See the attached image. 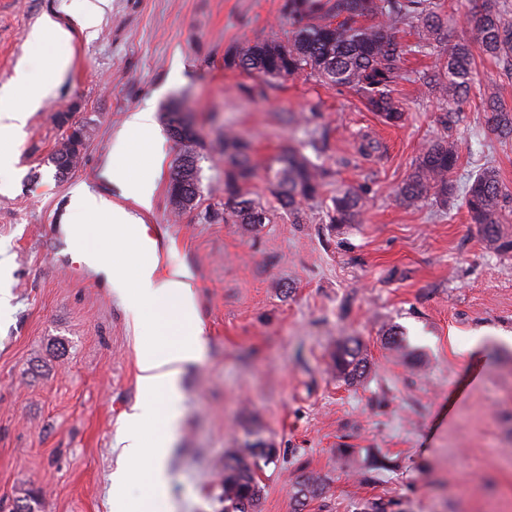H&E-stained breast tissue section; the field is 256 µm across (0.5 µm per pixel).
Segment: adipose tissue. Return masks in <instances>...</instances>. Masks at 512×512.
Returning a JSON list of instances; mask_svg holds the SVG:
<instances>
[{
    "label": "adipose tissue",
    "instance_id": "ef3b65f1",
    "mask_svg": "<svg viewBox=\"0 0 512 512\" xmlns=\"http://www.w3.org/2000/svg\"><path fill=\"white\" fill-rule=\"evenodd\" d=\"M66 13L76 19V26H69L57 18L46 16L27 34L29 45L41 47L51 43L57 46L70 44L76 29L91 30L96 27L100 8L93 0H71ZM70 65L69 57L57 55L47 60L45 77H34L26 62H19L10 80V86L0 92V142L18 141L28 119L36 112L44 99L52 95ZM25 90L22 100H14L13 88ZM156 122L152 111L133 113L127 121V129L114 144L113 153L123 156L137 153L146 169L138 176L127 177L120 166H113L112 179L121 184L126 196L140 206L150 204L153 176L149 171L154 163ZM73 218L94 214L98 223L93 228L95 237L111 238L113 245L131 247L138 255L134 280H127L117 273L112 261L97 247L87 248L84 258L102 273L112 292L124 304L133 322L153 318L159 336L181 332L183 338L170 346L166 356H159L156 344L140 346L137 351L139 368L138 384L141 398L123 420L122 462L112 472L113 512H152V494L163 491L166 483L165 461L171 451L175 416L159 420L157 401L161 396L175 395L178 391V375L181 365L199 359L206 338L194 292L188 282L187 270L178 268L161 277L157 274L155 260L156 242L147 234L142 218L109 198L86 190L75 192L71 198ZM162 421L159 434L152 441H145L142 432L152 422ZM148 463L150 467L151 495L137 500L123 495L134 466Z\"/></svg>",
    "mask_w": 512,
    "mask_h": 512
}]
</instances>
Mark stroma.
<instances>
[{
    "mask_svg": "<svg viewBox=\"0 0 512 512\" xmlns=\"http://www.w3.org/2000/svg\"><path fill=\"white\" fill-rule=\"evenodd\" d=\"M66 0H0V88L19 61L41 74L46 48L26 36L43 16L65 19ZM286 0H109L98 33L77 32L72 64L29 119L0 172V242L8 246V314L0 317V504L41 491L40 512H112L110 475L121 420L139 400L137 348L153 320L133 323L101 273L84 265L75 191L137 208L106 171L130 113L160 123L151 207L158 274L184 267L206 345L183 364L174 452L157 512H224V456L245 441L276 450L264 466L260 512H294L305 472L325 482L303 512H512V254L488 249L465 206L471 172L495 163L512 190V140L487 128L478 94L460 108V163L447 205L404 204L397 189L444 130L447 107L410 81L394 91L404 112L384 124L353 90L295 77L254 92V75L227 59L271 36L290 37ZM178 105L216 142L230 132L268 162L283 145L323 135L324 188L350 186L367 205L359 224L274 217L260 234L210 223L224 202V156L201 159L197 206L173 214L171 165L180 151L161 120ZM87 125L78 167L58 179L47 162L67 132ZM380 143L362 155L364 137ZM406 339L385 343L389 330ZM348 336L372 363L350 387L330 368Z\"/></svg>",
    "mask_w": 512,
    "mask_h": 512,
    "instance_id": "35a3bbf8",
    "label": "stroma"
}]
</instances>
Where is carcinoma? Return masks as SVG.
Wrapping results in <instances>:
<instances>
[{"label": "carcinoma", "mask_w": 512, "mask_h": 512, "mask_svg": "<svg viewBox=\"0 0 512 512\" xmlns=\"http://www.w3.org/2000/svg\"><path fill=\"white\" fill-rule=\"evenodd\" d=\"M287 8L297 28L294 37L256 42L231 64L267 81L306 76L351 89L389 124H397L404 117L392 97L400 81L410 79L435 89L448 101V111L441 116L448 135L432 142L419 156L397 195L409 205L428 199L448 204V195L454 190L449 175L459 160L453 129L459 121V107L475 83L472 47L506 65L512 75V5L507 0H483L470 39L456 43L448 40L446 0H287ZM406 27L416 30L417 42L408 44L398 38ZM432 48L438 50L432 70L407 75L405 57ZM483 103L490 131L498 138L512 140V109L492 93L483 94ZM70 129L72 133L65 135L49 156L61 177L77 165L87 138L85 125L75 124ZM167 133L182 146L172 165L168 192L182 193L193 208L200 197L199 162L210 145L197 129L181 137L170 127ZM220 146L224 154V207L205 213L207 219L243 224L256 234L271 223L276 212L293 224L306 223L301 204L320 196L331 176L328 169L299 149L283 147L269 165L275 205H265L250 191L261 167L249 143L225 133ZM465 200L470 220L480 226L487 246L500 254L511 253L512 236L505 233L503 223L505 216L512 214V191L502 184L496 168L487 167L469 180ZM364 208L356 189L339 188L330 197L324 219L330 224H359ZM331 367L345 384L357 386L368 378L372 363L360 339L349 336L336 345ZM275 455L276 449L270 444L256 440L224 456V512H258L263 493L259 460L268 464ZM324 487L320 477L301 475L296 481L297 505L302 507L320 496ZM40 506L41 494L30 491L13 501L10 512H38Z\"/></svg>", "instance_id": "obj_1"}]
</instances>
